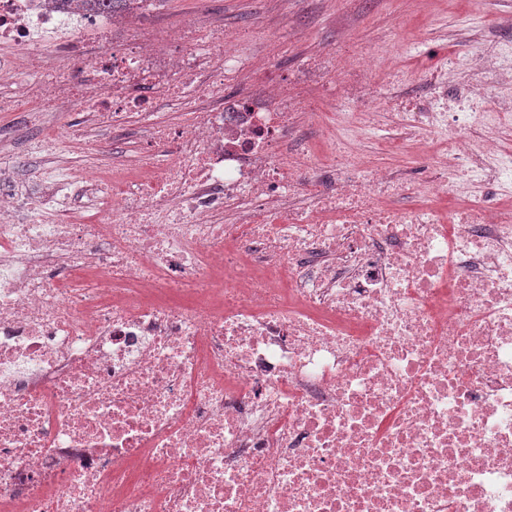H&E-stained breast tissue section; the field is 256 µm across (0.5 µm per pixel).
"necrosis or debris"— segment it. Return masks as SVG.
I'll return each instance as SVG.
<instances>
[{
    "instance_id": "necrosis-or-debris-1",
    "label": "necrosis or debris",
    "mask_w": 512,
    "mask_h": 512,
    "mask_svg": "<svg viewBox=\"0 0 512 512\" xmlns=\"http://www.w3.org/2000/svg\"><path fill=\"white\" fill-rule=\"evenodd\" d=\"M0 41L29 126L144 140L81 215L61 168L20 201L0 138V512H512V40L415 71L342 41L283 79L201 16L116 46L0 0ZM385 110L425 177L359 150Z\"/></svg>"
}]
</instances>
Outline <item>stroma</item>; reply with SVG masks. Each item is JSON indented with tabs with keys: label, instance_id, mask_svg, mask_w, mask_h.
<instances>
[{
	"label": "stroma",
	"instance_id": "35a3bbf8",
	"mask_svg": "<svg viewBox=\"0 0 512 512\" xmlns=\"http://www.w3.org/2000/svg\"><path fill=\"white\" fill-rule=\"evenodd\" d=\"M505 11L512 12V0H141L136 13L142 27L167 31L205 15L240 35L241 48L269 58L279 76L294 73L312 54L331 52L343 38L363 48L425 39L465 54L466 31L499 30ZM76 118L73 112H47L49 127L37 135L48 149L26 157L21 175L41 171L55 157L74 164L71 143L52 139L49 131L71 126Z\"/></svg>",
	"mask_w": 512,
	"mask_h": 512
}]
</instances>
